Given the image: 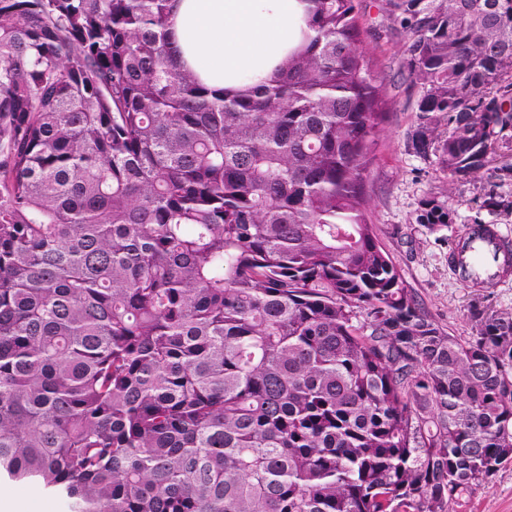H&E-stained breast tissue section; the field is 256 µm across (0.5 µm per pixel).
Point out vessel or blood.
<instances>
[{
    "mask_svg": "<svg viewBox=\"0 0 512 512\" xmlns=\"http://www.w3.org/2000/svg\"><path fill=\"white\" fill-rule=\"evenodd\" d=\"M512 256V237L492 224H470L458 234L450 263L463 284L495 287L505 278V263Z\"/></svg>",
    "mask_w": 512,
    "mask_h": 512,
    "instance_id": "1",
    "label": "vessel or blood"
}]
</instances>
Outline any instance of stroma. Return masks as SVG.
Masks as SVG:
<instances>
[{"instance_id":"35a3bbf8","label":"stroma","mask_w":512,"mask_h":512,"mask_svg":"<svg viewBox=\"0 0 512 512\" xmlns=\"http://www.w3.org/2000/svg\"><path fill=\"white\" fill-rule=\"evenodd\" d=\"M359 22L386 112L365 185L371 201L367 220L423 307L448 332L471 336L473 309L512 313V280L497 288H474L457 281L448 269L450 244L476 216L481 187L458 185L452 204L455 222L441 234H431L417 223L423 200L445 197L449 175L435 157L418 155L411 146L419 93L401 66L406 34L388 20L383 0H363ZM0 495L13 512H64L60 500L28 485H1ZM457 512H512V463L501 466L488 484L463 499Z\"/></svg>"}]
</instances>
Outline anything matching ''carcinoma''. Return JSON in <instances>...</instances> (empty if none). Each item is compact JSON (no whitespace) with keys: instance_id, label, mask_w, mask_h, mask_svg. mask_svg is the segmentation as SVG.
<instances>
[{"instance_id":"carcinoma-1","label":"carcinoma","mask_w":512,"mask_h":512,"mask_svg":"<svg viewBox=\"0 0 512 512\" xmlns=\"http://www.w3.org/2000/svg\"><path fill=\"white\" fill-rule=\"evenodd\" d=\"M308 2L220 92L170 0H0V479L66 512H453L512 462V314L451 335L379 245L359 0ZM385 12L451 196L512 152V0Z\"/></svg>"}]
</instances>
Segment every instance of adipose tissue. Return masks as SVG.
Wrapping results in <instances>:
<instances>
[{"label": "adipose tissue", "mask_w": 512, "mask_h": 512, "mask_svg": "<svg viewBox=\"0 0 512 512\" xmlns=\"http://www.w3.org/2000/svg\"><path fill=\"white\" fill-rule=\"evenodd\" d=\"M305 0H174L169 30L180 65L212 88L263 77L294 43Z\"/></svg>", "instance_id": "ef3b65f1"}]
</instances>
